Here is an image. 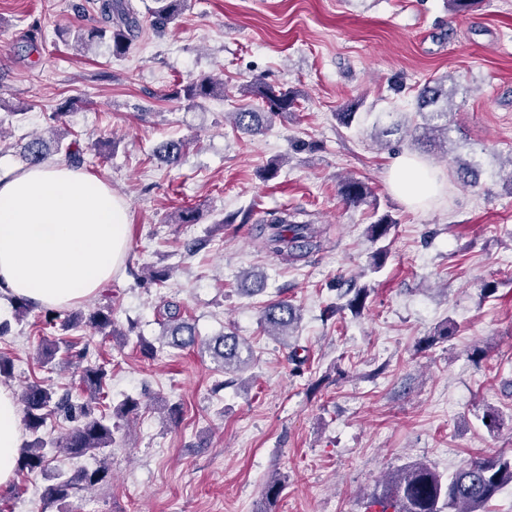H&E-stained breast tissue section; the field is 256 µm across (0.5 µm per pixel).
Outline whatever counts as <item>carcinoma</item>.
I'll return each instance as SVG.
<instances>
[{
  "instance_id": "cac0c4a2",
  "label": "carcinoma",
  "mask_w": 512,
  "mask_h": 512,
  "mask_svg": "<svg viewBox=\"0 0 512 512\" xmlns=\"http://www.w3.org/2000/svg\"><path fill=\"white\" fill-rule=\"evenodd\" d=\"M187 0H155L152 10V26L159 32L166 31L181 15ZM101 24L80 29L72 35L73 48L81 52L93 43H105L115 57L130 51L140 22L132 0H100ZM456 85H448V76L438 77L424 85L417 101V115L421 122L414 125L411 139L415 146L427 148L448 144V115L453 111V97ZM244 92L261 98L263 106L258 109H240L232 113L235 127L247 132L264 130L272 119L283 112L291 111L297 101L293 90L275 89L258 79L244 88ZM224 95V82L204 77L196 82L179 86L175 96L200 105L202 102ZM183 140H171L162 149L166 163H178L184 153ZM77 139L62 146V138L50 143L35 137L27 141L20 151L24 167L33 168L48 161L55 153H64L68 163L81 167L87 163V152ZM457 180L466 186L479 183L481 172L478 166L460 158L454 159ZM341 197L350 205L359 206L368 202L372 190L367 183L348 178L339 184ZM298 210L286 209L269 213V218L252 225L254 237L269 252L278 256L304 260L321 247L320 230L312 224L297 221ZM394 221L383 214L368 225L369 238L378 242L389 235ZM369 289L347 288L339 298L344 303L334 310L345 309L358 315L364 309ZM164 321L160 337L161 345L184 350L203 345L212 359L224 371L232 372L248 361L244 353L249 348L233 333H222L203 340L195 324L186 318L178 305L167 302L163 305ZM300 320L299 309L290 301L278 299L269 303L262 313V322L267 333L273 336H287L289 330ZM45 324L59 325L64 330H73L82 325L89 326L103 336H115L117 331L112 319V306L97 308L88 315H69L63 321L47 312ZM39 362L42 367L54 370L57 367L72 366L78 373L79 385L86 398L73 396L70 391L61 394L41 381L26 384L20 401L24 408V424L32 440L20 449L16 471L28 476L47 467L49 449L40 436L48 416L58 414L72 423L58 447L75 457L94 455L99 465L93 470H82L46 485L42 499L53 504L79 491H89L109 481V451L112 448L114 430L118 425L112 422V415L127 417L137 414L139 402L131 399L112 412L104 403L106 398L107 364L88 358V348L63 337L53 336L41 340L38 346ZM512 485V456L495 453L477 457L452 476L445 478L426 465H411L391 475L381 493L371 497L370 504L384 506L392 504L396 512H485L487 505L504 488Z\"/></svg>"
}]
</instances>
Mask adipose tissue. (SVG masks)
I'll list each match as a JSON object with an SVG mask.
<instances>
[{"instance_id":"1","label":"adipose tissue","mask_w":512,"mask_h":512,"mask_svg":"<svg viewBox=\"0 0 512 512\" xmlns=\"http://www.w3.org/2000/svg\"><path fill=\"white\" fill-rule=\"evenodd\" d=\"M392 189L417 206L437 185L406 155L393 164ZM128 245L127 208L95 175L62 162L0 175V294L69 308L112 277ZM21 446L14 393L0 385V488L13 482Z\"/></svg>"}]
</instances>
